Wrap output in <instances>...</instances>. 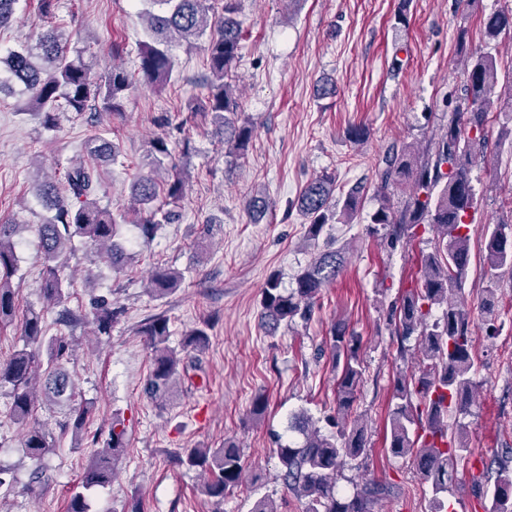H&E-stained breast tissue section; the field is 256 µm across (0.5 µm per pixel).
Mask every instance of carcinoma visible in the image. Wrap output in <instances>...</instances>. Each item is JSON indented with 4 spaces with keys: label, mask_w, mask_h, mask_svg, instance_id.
<instances>
[{
    "label": "carcinoma",
    "mask_w": 512,
    "mask_h": 512,
    "mask_svg": "<svg viewBox=\"0 0 512 512\" xmlns=\"http://www.w3.org/2000/svg\"><path fill=\"white\" fill-rule=\"evenodd\" d=\"M139 16L145 22L148 40L139 49L138 74L143 83L163 87L175 68L174 50L192 48L204 42L209 77L204 94L191 99L188 110L211 116L213 135L224 142L225 153L242 157L253 139L255 128L243 117L240 99L234 93L235 69L241 58L244 31L237 19L240 0H139ZM506 37L512 39V9L501 10L484 21V45L472 48L460 36L458 50L467 58L462 70L464 94L451 91L445 100L450 109L448 127L432 146L420 153L410 146L393 148L384 156L379 170L380 207L371 215L373 232L385 230L388 245L416 236L417 228L427 225L435 231L433 250L424 255L416 286L399 298L390 314L395 334L405 342L415 338L420 353L418 372L402 375L395 383L398 403L391 410L389 449L407 457L423 483L431 489L429 512H448L453 495V471L470 462L472 453L462 426L448 424V415H466L472 402L475 382L473 330L470 313L453 299L463 291L470 263V236L467 218L477 207L471 184L470 166L487 145L490 112H512V90L496 92L498 73L491 45ZM0 70L6 79L0 89L14 84L27 96V109L40 117L46 131L56 128L58 116L71 112L77 116L90 109L114 117L124 116V101L132 86L130 74L112 68L102 79L95 78L83 57L70 50L63 33L48 31L35 44L0 57ZM86 151L102 163L116 160V145L95 136ZM149 171L133 185V198L142 209L138 234L147 245L158 225L171 213L159 214L152 204L159 196L170 203L184 197L187 176L173 162L169 138L157 136L149 142ZM406 181L412 186L409 200L398 207L388 195L390 186ZM101 181L97 165L80 162L67 168L64 180L44 178L34 187L35 197L51 213L38 226L44 255L42 298L47 308L62 307L60 321L76 326L80 317L65 307L68 291L59 260L72 250L74 238L94 247H108L112 268L119 269L131 259L124 246L115 242L117 221L112 212L99 206L96 193ZM360 191L346 193L342 206L336 202V180L329 173L311 180L297 199L299 212L309 220L307 238L318 241L326 225L336 221L348 224L358 215ZM268 199L255 195L247 201L254 220L264 217ZM19 225L0 222V329L14 318L19 289L13 277L17 272L16 242ZM486 260L496 277L512 273V223L501 220L486 227ZM345 266V255L329 246L319 252L295 279L291 290L281 288L279 275L270 274L262 288L261 317L269 331L295 319L309 320L312 307L322 290L336 281ZM183 274L169 267H158L150 278V292L164 297L174 292ZM481 312L489 327H494L497 304L494 289ZM441 314L429 320L432 307ZM93 324L99 335L109 336L123 314V308L101 296L92 303ZM154 351L150 374L143 391L151 399L166 400L179 376L183 359L168 345L169 321L163 315L146 319L140 328ZM27 343L45 346V354L21 349L0 361V389L9 387V416L17 424L32 417L38 399L65 408L62 426L79 434L91 415L92 405L75 399V386L65 369L73 357V339L48 336L43 311L29 310L24 321ZM333 368L336 379V415L325 416L336 433L325 435L312 417L294 416L289 429L303 436L300 444L280 443L275 449L286 488L304 500L303 512H377V506L395 495L389 482L366 479L352 493L337 487L336 476L346 461L366 454L368 436L354 407L360 399L363 369L359 360L358 338L339 329L332 336ZM23 446L36 466L30 474L28 491L45 487L50 474L43 466L45 457L56 447L52 433L38 424L27 429ZM126 447L125 431L112 433L86 467L73 488L68 512H89L87 492L109 484L114 459ZM173 461L188 469L209 474L201 492L219 505L242 482V457L239 446L227 441L222 448H187L173 455ZM484 512H512V474L498 464L494 482L483 493Z\"/></svg>",
    "instance_id": "obj_1"
}]
</instances>
